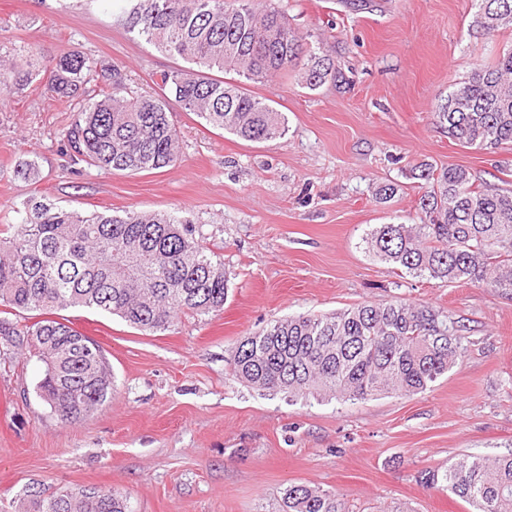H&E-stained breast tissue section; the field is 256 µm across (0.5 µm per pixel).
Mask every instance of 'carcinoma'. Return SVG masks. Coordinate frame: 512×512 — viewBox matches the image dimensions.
<instances>
[{"label": "carcinoma", "instance_id": "1", "mask_svg": "<svg viewBox=\"0 0 512 512\" xmlns=\"http://www.w3.org/2000/svg\"><path fill=\"white\" fill-rule=\"evenodd\" d=\"M471 29L491 36L512 29V0H473ZM113 23L189 66L160 73L167 94H137L124 71L81 55L45 61L27 49V68L0 54V93L48 77L47 88L76 102L63 134L71 161L131 173L174 165L179 135L168 97L208 125L246 141L288 131L285 115L222 74L247 81L300 73L316 90L342 73L308 46L272 0H112ZM436 125L463 147L512 143V48L474 70L439 100ZM427 190L419 222L376 224L365 250L394 270L445 283L470 281L512 294V188L477 182L464 165L412 169ZM0 224V307L33 312L20 326L0 317V361L22 356L44 365L42 399L64 422L87 416L112 391L103 354L89 356V337L58 310L85 307L117 315L149 333H164L178 316L224 308V261L195 235L186 216L65 209L31 197ZM462 329L432 306L393 300L327 314L275 320L233 351L232 375L266 393L362 401L382 394L416 395L448 373L465 353ZM420 483L448 490L477 512H512V453L463 455L443 470L427 468ZM23 512H131L118 490L78 489L26 495ZM278 512H349L339 494L303 484L282 492Z\"/></svg>", "mask_w": 512, "mask_h": 512}]
</instances>
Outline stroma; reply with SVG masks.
<instances>
[{"instance_id":"1","label":"stroma","mask_w":512,"mask_h":512,"mask_svg":"<svg viewBox=\"0 0 512 512\" xmlns=\"http://www.w3.org/2000/svg\"><path fill=\"white\" fill-rule=\"evenodd\" d=\"M276 2L344 74L316 90L295 70L245 82L285 114L282 138L240 139L176 102L175 166L78 173L63 142L69 101L37 83L0 104V224L34 194L89 212L185 215L229 279L223 310L179 316L163 333L63 310L112 368L111 396L80 421L62 422L40 398L37 358L0 367V512H18L34 482L50 494L119 489L133 512H275L294 483L340 494L349 512H473L421 486L419 471L512 453V295L400 273L362 245L373 225L416 220L420 163L512 182V144L455 145L432 116L477 64L512 46V30L473 38L472 0ZM15 45L118 65L143 94L182 64L113 25L100 0H0V48ZM28 158L40 165L34 184L15 173ZM384 184L397 187L386 202ZM400 299L464 328V356L423 393L292 400L232 376L238 341L270 322Z\"/></svg>"}]
</instances>
